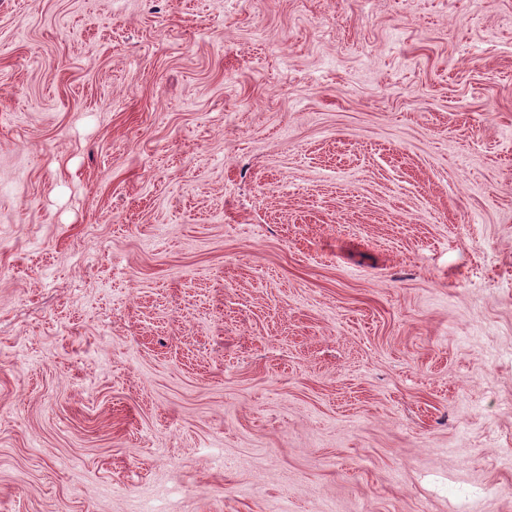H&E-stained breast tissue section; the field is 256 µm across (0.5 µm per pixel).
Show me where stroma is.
<instances>
[{
	"instance_id": "1",
	"label": "stroma",
	"mask_w": 512,
	"mask_h": 512,
	"mask_svg": "<svg viewBox=\"0 0 512 512\" xmlns=\"http://www.w3.org/2000/svg\"><path fill=\"white\" fill-rule=\"evenodd\" d=\"M0 512H512V0H0Z\"/></svg>"
}]
</instances>
